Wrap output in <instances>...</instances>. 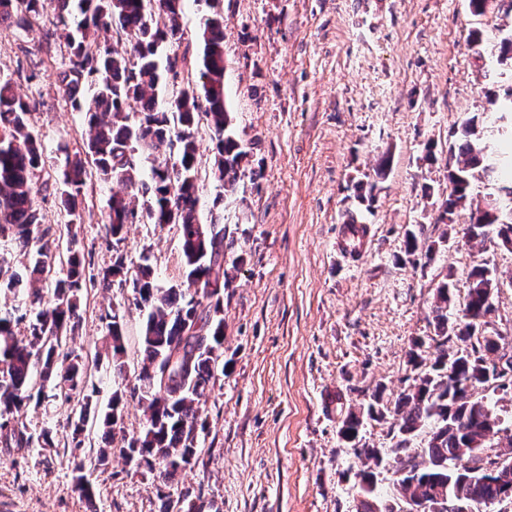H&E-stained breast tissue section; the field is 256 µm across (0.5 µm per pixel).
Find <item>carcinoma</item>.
<instances>
[{
  "label": "carcinoma",
  "instance_id": "obj_1",
  "mask_svg": "<svg viewBox=\"0 0 512 512\" xmlns=\"http://www.w3.org/2000/svg\"><path fill=\"white\" fill-rule=\"evenodd\" d=\"M183 0H156L150 9L146 0H0V23L11 20L23 28L51 15L48 36L64 40L67 60L55 74L56 84L71 107L83 113L89 139L83 153L65 155L63 177L56 189L67 224L82 219L83 189L95 178L114 179L130 191L109 199L107 234L123 240L128 224H175L179 228L184 277L195 290L177 285L158 287L148 263L133 272L118 253L112 265L86 277V258L71 239L63 260L65 277L54 281L52 295L31 292L34 320L29 335L18 337L10 314H0V436L7 445L26 448L32 437L11 425L10 415L21 412L31 401H41L44 387L31 383V373L41 368L51 382L52 397L68 399L85 385L87 367L82 357L69 349L67 337L80 322V298L87 284L104 288L131 284L136 304L148 309L140 336L143 353L138 381L154 383L150 393L135 388L114 392L112 412L99 416L92 396H84L77 418L71 422V447L85 442L86 422L93 419L107 432L117 424L124 396L138 401L146 427L131 438L125 455L149 469H159L168 482L179 470L198 460L199 440L205 430L200 400L210 390L215 373L224 363V286L227 258L242 261L235 241L222 224L199 221L197 151L195 128L205 116L214 129L216 174L224 182V197L237 192L238 173L249 152L234 132L224 84V16L216 13L201 32L203 56L199 79L202 94L182 89L165 97L159 90L167 79L177 78L179 59H160L159 50L180 33ZM103 35L104 45L92 52L85 42ZM37 102L15 91L9 79H0V237L14 240L25 255L36 254L27 269L30 282L50 280L45 235H34L39 224L35 178L44 163L42 144L28 124ZM485 126L472 116L452 133L448 145V198L441 204L438 220L453 223L455 212L467 205L473 183L486 178L494 185L491 201L471 211L466 225L468 239L483 240L494 232L499 243H512V209L499 201L512 197V152L496 159L487 152ZM151 161L149 182L140 180L142 162ZM149 201L138 204V194ZM423 251L432 259L435 247L410 232L406 252ZM0 263V290H16L23 278ZM496 288V274L479 266L469 274L461 315L454 316L452 289L444 282L436 290L434 329L440 354L422 371L412 389L399 394L395 413L396 447L407 448L426 432L425 447L412 455L411 470L397 478L405 501L442 500L444 512H457L462 501L476 512L498 502L503 486L497 478L468 467L480 459L487 465L500 458L498 433L502 420L475 390L494 381L503 337L487 330L492 304L486 298ZM200 323L191 331L188 321ZM104 338L112 349L113 370L122 374L125 352L123 317L114 308L100 315ZM461 347L448 352V342ZM362 425L347 412L341 433L357 438ZM86 461L75 463L74 483L79 494L92 499L86 479Z\"/></svg>",
  "mask_w": 512,
  "mask_h": 512
}]
</instances>
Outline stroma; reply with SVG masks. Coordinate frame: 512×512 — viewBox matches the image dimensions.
I'll use <instances>...</instances> for the list:
<instances>
[{
    "label": "stroma",
    "mask_w": 512,
    "mask_h": 512,
    "mask_svg": "<svg viewBox=\"0 0 512 512\" xmlns=\"http://www.w3.org/2000/svg\"><path fill=\"white\" fill-rule=\"evenodd\" d=\"M229 108L249 151L237 199L223 205L212 129L199 120L198 195L203 222L219 217L244 261L224 290V371L203 406L205 431L196 464L171 483L128 460L122 449L145 417L128 403L111 432L107 465L86 467L95 494L74 488L70 421L81 394L24 408L26 434L50 430L53 447L0 442V512H161L167 495L202 496L208 512H357L363 461L339 434L348 410L377 401L365 419L364 448L393 447L395 401L420 372L410 361L424 340L423 363L437 349L436 288L452 279L464 298L472 268L494 269L503 284L492 298L490 331L512 343V249L464 236L469 210L437 220L448 195V135L468 116L496 112L491 94L512 84V68L479 59L475 28L512 32V8L494 0L473 15L467 0H221ZM208 8L185 0L182 37L164 54L182 57L177 87L200 85V31ZM47 25L0 24V77L40 106L30 124L45 150L43 182L61 180L65 155L83 151L88 129L66 103L55 70L67 53L47 41ZM435 161H426L427 152ZM390 165L377 174L381 155ZM372 182L359 198L356 182ZM117 183L85 189L77 246L94 270L114 253L128 266L149 260L166 288L182 279L177 226L131 224L107 237L108 201ZM367 224L366 255L333 253L348 216ZM423 230L433 258L405 252L407 231ZM118 307L125 330V372L112 374L102 352L100 314ZM70 348L90 360L100 413L112 394L130 390L140 370L146 309L128 288L91 287L80 304Z\"/></svg>",
    "instance_id": "35a3bbf8"
}]
</instances>
